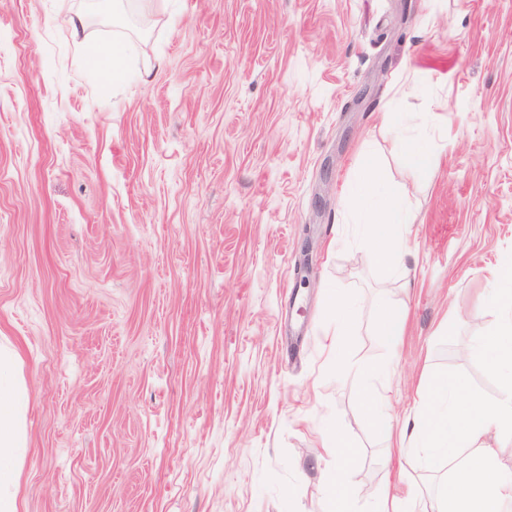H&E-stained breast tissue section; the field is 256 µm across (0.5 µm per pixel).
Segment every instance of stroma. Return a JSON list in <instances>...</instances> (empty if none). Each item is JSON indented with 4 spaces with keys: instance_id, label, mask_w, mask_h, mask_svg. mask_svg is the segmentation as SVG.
Wrapping results in <instances>:
<instances>
[{
    "instance_id": "obj_1",
    "label": "stroma",
    "mask_w": 512,
    "mask_h": 512,
    "mask_svg": "<svg viewBox=\"0 0 512 512\" xmlns=\"http://www.w3.org/2000/svg\"><path fill=\"white\" fill-rule=\"evenodd\" d=\"M84 26L71 30V14ZM119 40L100 77L77 45ZM425 122L433 165L400 136ZM373 159L414 217L401 288L349 197ZM512 262V0H0V350L17 353L20 512H357L431 479L362 415L324 331L400 420L472 350ZM405 302L401 342L376 336ZM398 148L407 164L413 170L426 169L433 158V144L427 137L405 138ZM332 304L336 309V316L332 326L326 332V338L329 340L331 348H336L348 336L351 324L349 309L345 301L336 294V297L332 299ZM326 452L336 459V468L323 476L325 511L356 512L357 493L349 484V468L356 449L345 437L336 434L335 443Z\"/></svg>"
}]
</instances>
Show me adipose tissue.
I'll return each instance as SVG.
<instances>
[{
	"label": "adipose tissue",
	"instance_id": "adipose-tissue-1",
	"mask_svg": "<svg viewBox=\"0 0 512 512\" xmlns=\"http://www.w3.org/2000/svg\"><path fill=\"white\" fill-rule=\"evenodd\" d=\"M355 198L362 245L390 278L404 280L401 241L411 215L403 199L387 188L371 165ZM499 278L502 288L492 291L486 303L500 312L501 320L476 343L500 381L492 401L477 399L457 377L436 374L419 390L414 416L397 425L371 388L367 369H349L365 387L367 422L385 436H397L402 453L419 456L427 471L439 475L431 512H512V474L500 473L495 452L499 438L512 434V266L500 270ZM15 367L14 355L0 354V512H19L15 490L22 428ZM328 453L335 458L336 468L323 477L326 512H356L357 493L349 484L356 450L340 436Z\"/></svg>",
	"mask_w": 512,
	"mask_h": 512
}]
</instances>
